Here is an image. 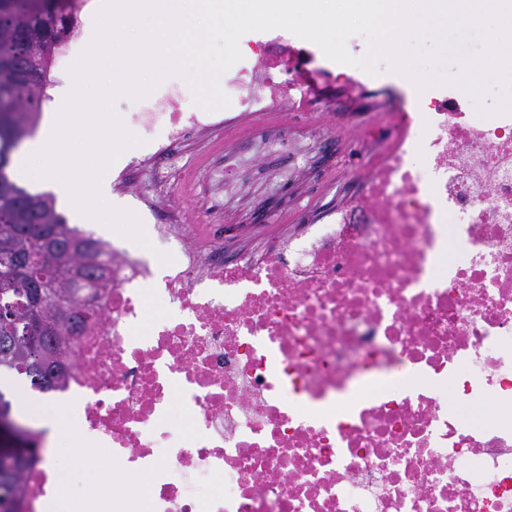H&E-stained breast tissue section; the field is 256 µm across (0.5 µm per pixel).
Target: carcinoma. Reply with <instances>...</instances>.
Segmentation results:
<instances>
[{"label":"carcinoma","instance_id":"carcinoma-1","mask_svg":"<svg viewBox=\"0 0 512 512\" xmlns=\"http://www.w3.org/2000/svg\"><path fill=\"white\" fill-rule=\"evenodd\" d=\"M59 0H0V154L30 133L39 115L51 50L72 31ZM0 180V294L17 305L0 311V374L17 373L40 391L55 388L67 369L59 360L62 332L80 321V290L111 275L97 239L68 227L46 194L21 198ZM22 257L38 277L16 273ZM34 457L0 454V512H15L21 474Z\"/></svg>","mask_w":512,"mask_h":512}]
</instances>
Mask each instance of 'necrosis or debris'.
<instances>
[{"label":"necrosis or debris","mask_w":512,"mask_h":512,"mask_svg":"<svg viewBox=\"0 0 512 512\" xmlns=\"http://www.w3.org/2000/svg\"><path fill=\"white\" fill-rule=\"evenodd\" d=\"M229 107L147 95L128 126L157 160L220 132L277 135L291 172L333 133L357 153L323 173L346 191L301 199L257 251L220 224L158 219L178 258L102 242L112 277L60 358L57 393L102 450L93 512H512V113L462 89L408 95L325 60L285 29L242 41ZM490 403L493 424L451 411ZM140 478L133 490L131 478ZM46 460L17 512H55Z\"/></svg>","instance_id":"necrosis-or-debris-1"}]
</instances>
